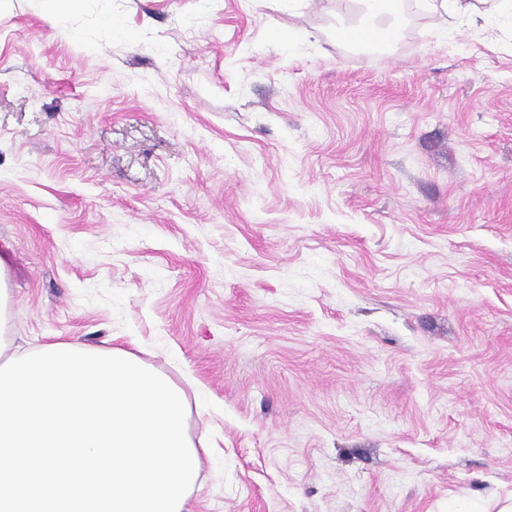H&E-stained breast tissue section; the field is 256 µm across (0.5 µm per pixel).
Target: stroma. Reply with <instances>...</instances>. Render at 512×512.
Listing matches in <instances>:
<instances>
[{"mask_svg": "<svg viewBox=\"0 0 512 512\" xmlns=\"http://www.w3.org/2000/svg\"><path fill=\"white\" fill-rule=\"evenodd\" d=\"M418 2L0 0L13 345L180 389L192 512L512 502V27ZM364 6L358 22L353 26H343L342 32L356 35L357 31L378 32L390 41L397 36L395 24L381 26L383 18H394L397 13L399 0H363L357 1Z\"/></svg>", "mask_w": 512, "mask_h": 512, "instance_id": "stroma-1", "label": "stroma"}]
</instances>
